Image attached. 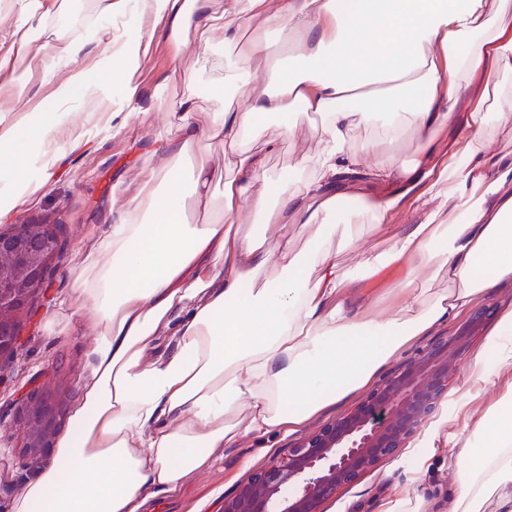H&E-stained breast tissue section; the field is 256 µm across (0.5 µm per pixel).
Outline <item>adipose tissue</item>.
Wrapping results in <instances>:
<instances>
[{"label":"adipose tissue","mask_w":512,"mask_h":512,"mask_svg":"<svg viewBox=\"0 0 512 512\" xmlns=\"http://www.w3.org/2000/svg\"><path fill=\"white\" fill-rule=\"evenodd\" d=\"M105 16H152L175 51L225 45L243 28L244 53L224 60L217 118L192 126L193 85L170 107L161 152L144 157L139 190L117 224L83 256L74 292L99 327L82 396L54 461L28 482L14 512H146L178 493L250 433L295 431L364 387L377 370L458 307L512 277V152L491 149L486 102L512 72L506 0H97ZM266 62L250 75V56ZM320 117L318 150L269 193L268 158L253 150L266 121L290 131L294 109ZM411 124L412 165L388 160L375 176L403 179L398 196L366 201L373 228L410 211L390 246L360 266L338 263L330 239L347 216L336 183L366 153L354 136ZM219 141L230 174L216 183L196 152ZM252 204L261 223L241 233ZM215 210L205 224L187 207ZM306 230L296 249L289 224ZM406 278L377 321L346 306L364 272ZM154 359H147V352ZM454 512H512V393L475 425L454 462Z\"/></svg>","instance_id":"obj_1"}]
</instances>
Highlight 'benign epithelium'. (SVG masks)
Listing matches in <instances>:
<instances>
[{
	"mask_svg": "<svg viewBox=\"0 0 512 512\" xmlns=\"http://www.w3.org/2000/svg\"><path fill=\"white\" fill-rule=\"evenodd\" d=\"M55 223L37 216L0 232V274L11 273L20 296L0 303V362L14 356L32 300L48 287L43 255L33 262L12 249L15 237L55 230ZM494 309L477 311L468 326L440 339L393 368L354 409L302 438L266 469L254 474L224 499V512H323L321 506L338 491L354 484L380 461L397 455L438 413L456 375L458 357L468 348L470 335ZM24 411L30 427L41 434L38 453L50 451L47 434L64 407L50 391L36 387Z\"/></svg>",
	"mask_w": 512,
	"mask_h": 512,
	"instance_id": "7a95c632",
	"label": "benign epithelium"
}]
</instances>
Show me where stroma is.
<instances>
[{
  "label": "stroma",
  "instance_id": "obj_1",
  "mask_svg": "<svg viewBox=\"0 0 512 512\" xmlns=\"http://www.w3.org/2000/svg\"><path fill=\"white\" fill-rule=\"evenodd\" d=\"M139 48V95L126 103L119 77L103 59L106 48H120L132 39L131 18L100 15L96 0H0V61L24 74L23 87H16L9 73L0 74V111L57 112L61 119L39 157L0 153V178L24 171L37 188L8 214L0 216V228L36 215H50L61 224L62 251L50 270L47 296L38 299L34 313L14 359L0 366V512H13L22 486L49 466L52 456L31 455L25 448L28 428L22 414L24 398L32 387L41 386L72 406L79 397L81 378L88 367V354L97 332L93 309L74 319L66 305L73 294L74 271L81 256L108 234L140 182L138 166L145 154L163 148L161 133L169 124L168 111L159 109L156 94L166 87L181 94L187 72H194L199 95L191 118L205 128L215 119L210 95L224 76L222 31H214L208 48L175 56L162 30L151 18L142 21ZM42 30L43 41H53L65 32L78 40L77 58L47 54L37 45L21 41L29 27ZM84 70L88 89L63 104L56 93L73 67ZM512 101V73L501 76L494 95L489 96L487 130L498 149L512 151V109L499 107L498 99ZM292 132L283 135L278 121H269L262 139H276L280 148L268 160L273 175L285 178L294 165L318 148L317 116L297 112L291 117ZM382 130L367 128L357 134L358 143L381 142L370 153L368 165L396 157L411 164L417 155L419 136L403 127L392 144H385ZM382 188L361 177L360 201L342 202L350 214L349 234H337L333 252L341 263L359 264L365 253L383 250L401 224L411 223L403 215L400 224L380 231L370 228V218L361 201L381 193ZM403 274L388 268L375 276L364 293L367 316L384 318L399 300ZM496 311L473 339L460 368L448 385L437 415L395 457L377 464L357 482L339 491L323 504V512H453L457 492L454 468L449 461L465 443L472 422L493 410L512 391V367L498 366L493 383H484L478 370L496 364L492 335L502 319L512 314V279L503 280L485 295L458 309L451 318L436 323L415 338L396 357L404 362L440 336L452 335L480 308ZM366 395L355 391L317 414L302 429L243 436L236 447L218 452L214 466L196 474L175 495L156 496L158 512H224L225 495L236 490L270 461L287 453L300 438L320 430L337 416L350 411Z\"/></svg>",
  "mask_w": 512,
  "mask_h": 512
}]
</instances>
